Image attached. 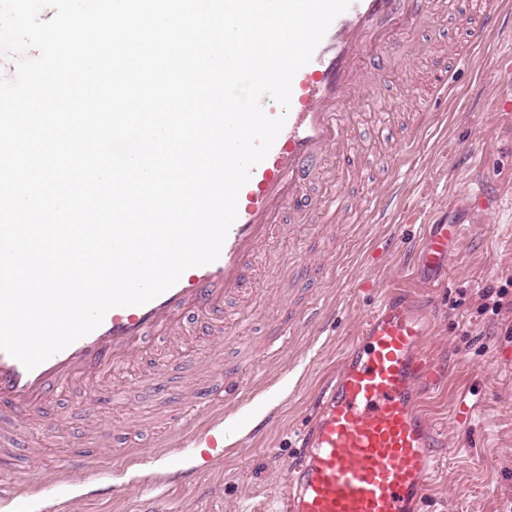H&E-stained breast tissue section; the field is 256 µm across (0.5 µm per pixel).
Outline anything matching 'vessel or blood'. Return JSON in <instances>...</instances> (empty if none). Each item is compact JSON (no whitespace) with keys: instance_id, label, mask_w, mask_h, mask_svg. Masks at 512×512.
I'll return each mask as SVG.
<instances>
[{"instance_id":"b4317fda","label":"vessel or blood","mask_w":512,"mask_h":512,"mask_svg":"<svg viewBox=\"0 0 512 512\" xmlns=\"http://www.w3.org/2000/svg\"><path fill=\"white\" fill-rule=\"evenodd\" d=\"M446 11L447 0H351L295 74L289 109L264 99L266 113L285 115L286 122L239 192L238 216L219 258L187 269L172 288L144 305L109 310L97 329L34 369L0 352V512H19L27 498L16 478L22 454L16 438L24 424L38 423L51 397L128 364L154 337L176 336L186 317H205L211 333L223 334L224 306L248 290L250 273L264 259L285 207L302 201L307 181L325 174L344 148L352 119L348 106L385 84L390 56L403 64L412 60L396 32L411 30L423 15ZM502 11V0H472L462 16L463 42L449 45L433 96L446 93L450 68L466 61ZM433 96L419 98L417 111L429 112ZM463 236L461 224L430 225L410 260L427 269L449 267L448 244ZM301 286L309 297L303 321L326 325L327 314L315 299L320 286L315 270L304 271ZM430 326L411 294L385 291L336 373L318 391L276 512H419L424 488L439 466L438 438L424 413L425 391L440 375L424 351ZM211 371L207 391L167 420V439L156 459L188 448L186 430L203 419L216 443L235 437L221 409L249 388L253 367L215 362ZM71 454L82 459L93 495L116 494L111 471L98 465L89 449L75 447Z\"/></svg>"}]
</instances>
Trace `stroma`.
<instances>
[{"mask_svg":"<svg viewBox=\"0 0 512 512\" xmlns=\"http://www.w3.org/2000/svg\"><path fill=\"white\" fill-rule=\"evenodd\" d=\"M460 9L454 0L447 14L427 18L412 31L410 41L423 42L425 54L395 68L380 91L355 106L350 147L334 161L335 185H308L310 199L333 193L344 199L328 227L337 240L334 256L325 257L323 243L310 237L303 217L288 210L282 222L294 225L293 235L275 234L265 263L251 275L268 303L243 297L224 309L234 340L222 357L254 363L256 390L246 404L225 406L224 414L265 421L263 434L241 431L215 455L204 444L208 427L199 425L197 447L166 468L167 486L143 488L142 475L153 468L151 443L158 427L210 373L204 363L191 372L185 366L212 342L193 319L181 340L158 339L105 378L95 390V407H88L78 387L53 396L45 416L58 435L30 428L20 436L27 449L25 479H42L63 466L68 439L81 438L87 448H96L91 428L101 422L111 431L112 452L136 451L142 464L120 476L118 496L90 498L79 489L66 512H143L152 498L160 500L162 512H272L316 392L356 340L367 310L386 289L404 288L433 316L427 351L443 369L427 413L446 450L438 477L425 490L423 512H506L512 506V293L498 313L481 311L484 289L512 286V88L501 85L498 72L501 57L512 52V35L493 31L472 49L467 64L449 72L448 92L439 98L429 127L419 126L401 107L404 92L427 93L441 44L460 41ZM390 139L411 143L402 164L375 152L379 142ZM478 178L487 185V196L476 194ZM389 189L397 190L399 205L376 222L364 203ZM457 221L469 224L470 231L454 245L438 287L407 275V244L421 236L423 225ZM299 259L327 265L319 303L329 323L322 330L295 326L278 351L265 353L279 318L298 313L305 303L295 285L293 263ZM158 361L167 366L173 398L152 404L132 379Z\"/></svg>","mask_w":512,"mask_h":512,"instance_id":"stroma-1","label":"stroma"}]
</instances>
